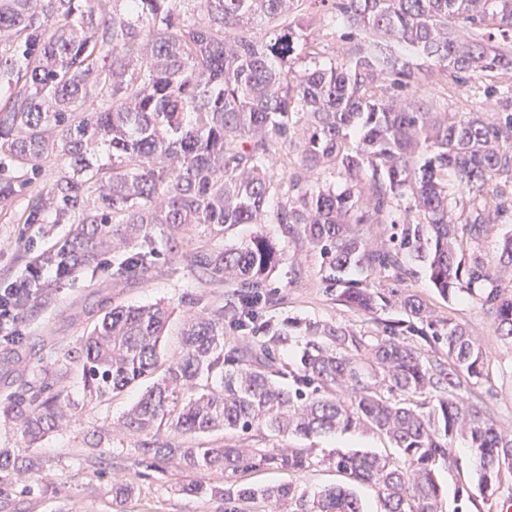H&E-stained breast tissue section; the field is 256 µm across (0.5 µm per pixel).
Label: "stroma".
<instances>
[{
	"label": "stroma",
	"mask_w": 512,
	"mask_h": 512,
	"mask_svg": "<svg viewBox=\"0 0 512 512\" xmlns=\"http://www.w3.org/2000/svg\"><path fill=\"white\" fill-rule=\"evenodd\" d=\"M421 93L424 101L440 112H480L487 99L485 83H472L463 93L453 82L436 76L422 83ZM26 205V198L19 197L0 208L1 280L23 272L32 255L26 241L28 227L18 221ZM262 231L268 232L288 257L287 263L281 264L273 273L272 285L279 301L264 307V317L280 320L299 317L375 332L372 316L342 305L325 288L321 280L320 258L292 238L287 226L239 224L225 235L224 242L238 244ZM379 287L392 301L391 307L384 310V317L397 316L395 300L405 293H415L439 317L461 323L473 333L487 353L488 365L485 378L468 384L467 389L504 430L512 432V342L497 335L490 314L468 299H444L422 273L403 284L384 278ZM228 292L224 283L199 278L186 255L177 259H159L146 280L130 285L113 283L104 272L92 282L78 275L59 283L51 304L38 314L26 316V343L0 349V402L9 400L24 386L39 385L49 374L58 388L70 392L78 404L79 414L63 431L41 440L39 465L28 475V493L18 501L1 497L0 512H222L220 502L180 492V485L190 483L191 475L172 464L161 472L144 470L134 449L122 446L113 438L111 421L119 418L138 398L143 391L142 385L132 386L106 399L86 398L63 353L76 343L85 326L108 302L145 305L164 300L179 311L187 312L196 302L210 307L223 305ZM35 339L44 347V357L40 360L28 349L29 341ZM206 440L215 445L234 444L241 448H310L318 457L350 448L369 449L390 456L396 453L384 438L362 432L328 434L311 439L277 438L264 430L243 437L218 432L207 435ZM102 458L108 460L115 476L134 484L136 491L131 498H113L111 481L97 477L98 461ZM234 481L254 485L289 481L310 498L322 489L346 484L347 478L334 469L314 464L293 475L259 471L235 476Z\"/></svg>",
	"instance_id": "35a3bbf8"
}]
</instances>
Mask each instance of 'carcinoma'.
<instances>
[{"label":"carcinoma","mask_w":512,"mask_h":512,"mask_svg":"<svg viewBox=\"0 0 512 512\" xmlns=\"http://www.w3.org/2000/svg\"><path fill=\"white\" fill-rule=\"evenodd\" d=\"M330 6L341 50L327 65L309 39L310 6ZM265 21L257 38L252 23ZM301 59L314 67L298 70ZM512 70V0H0V205L28 196L26 224H67L38 265L63 280L144 277L196 236L235 224H286L321 258L343 305L376 314L388 305L370 281L405 280L421 264L439 294L464 292L512 341V226L490 264L480 249L512 209V93L483 112H436L417 95L426 72L465 85ZM293 152L298 170L274 210L270 175ZM63 161L37 193L47 163ZM331 168L345 186H319ZM408 197L398 210L397 197ZM383 224L379 240L359 233ZM469 249H464V245ZM284 253L258 234L238 246H200L199 277L232 286L224 305L188 314L178 348L162 354L174 308L111 304L66 361L85 395L104 398L149 377L117 428L140 464L240 475L300 472L306 448L206 447L203 434L266 429L305 439L372 431L398 459L338 451L319 463L381 493L383 512H443L441 468L458 465L462 439L491 497L512 473V434L474 404L459 378L486 376L487 354L466 326L437 316L416 295L401 318L351 326L290 318L251 322L248 303L268 288ZM354 271L364 274L352 279ZM244 333L226 344V328ZM430 336L443 363L410 342ZM297 342L299 358L279 349ZM69 393L43 383L0 402L20 431L22 454L0 448V474L24 477L37 443L76 414ZM180 491L220 501L224 512L295 505L301 512H364L350 487L309 502L292 483L193 481Z\"/></svg>","instance_id":"1"}]
</instances>
